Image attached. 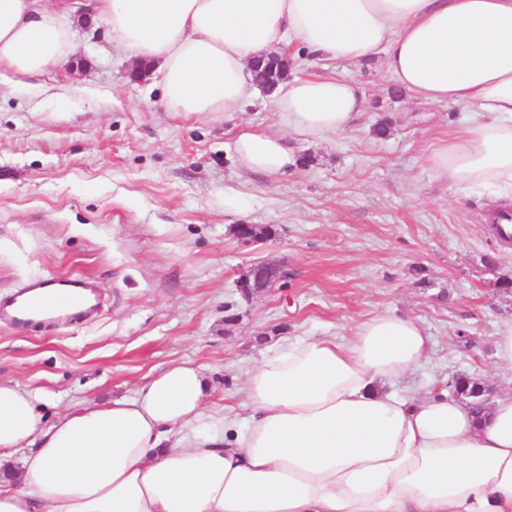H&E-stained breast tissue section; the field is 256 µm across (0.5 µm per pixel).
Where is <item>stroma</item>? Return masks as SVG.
I'll list each match as a JSON object with an SVG mask.
<instances>
[{
  "label": "stroma",
  "instance_id": "obj_1",
  "mask_svg": "<svg viewBox=\"0 0 512 512\" xmlns=\"http://www.w3.org/2000/svg\"><path fill=\"white\" fill-rule=\"evenodd\" d=\"M71 62L35 77L0 70V296L32 280L78 275L103 298L89 320L0 323V381L37 390L48 420L78 402L129 397L168 365L205 368L216 404L242 400L244 371L280 338L350 335L374 314L418 318L436 339L431 363L403 385L446 389L459 375L496 391L494 335L512 319V244L483 217L498 190L437 181L428 148L466 118L413 107L380 63L335 64L363 84L367 109L272 181L241 171L238 126L275 122L256 92L229 120L174 117L160 76L130 75V53L98 22L71 21ZM387 120L390 132L374 127ZM237 224L276 235L247 247ZM265 261L287 287L242 297Z\"/></svg>",
  "mask_w": 512,
  "mask_h": 512
}]
</instances>
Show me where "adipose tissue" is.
<instances>
[{"label":"adipose tissue","instance_id":"ef3b65f1","mask_svg":"<svg viewBox=\"0 0 512 512\" xmlns=\"http://www.w3.org/2000/svg\"><path fill=\"white\" fill-rule=\"evenodd\" d=\"M99 20L156 63L166 111L218 120L255 92L251 65L297 42L323 62L380 61L408 102L470 115L428 160L437 179L512 188V0H0V68L66 62L61 16ZM278 120L242 127L238 166L269 179L294 144L352 127L354 81L280 83ZM435 339L384 312L351 336L296 337L245 378L241 408L210 407L207 375L167 366L134 396L47 422L38 392L0 381V512H512V388L482 412L400 387Z\"/></svg>","mask_w":512,"mask_h":512}]
</instances>
